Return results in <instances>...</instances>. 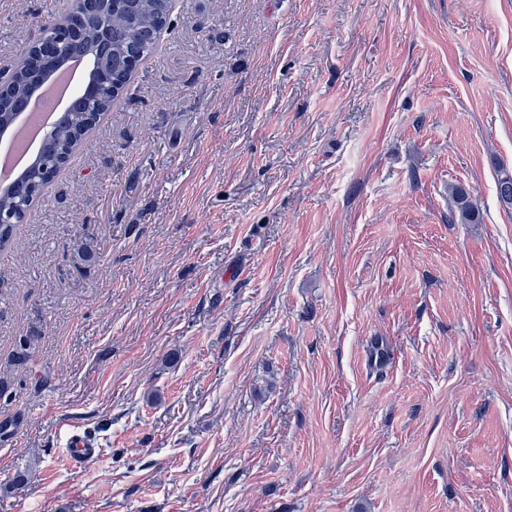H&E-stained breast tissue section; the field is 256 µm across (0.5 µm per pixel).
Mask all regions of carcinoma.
<instances>
[{
    "label": "carcinoma",
    "mask_w": 512,
    "mask_h": 512,
    "mask_svg": "<svg viewBox=\"0 0 512 512\" xmlns=\"http://www.w3.org/2000/svg\"><path fill=\"white\" fill-rule=\"evenodd\" d=\"M172 0H86L74 6L58 22L48 23L25 58L0 87V128H8L31 99L33 87L47 76L43 63L48 54L61 62L91 56V79L98 73L108 79L92 93L78 96L46 132L34 162L12 185L0 190V250L14 238L31 208L41 200L49 184L68 167L86 135L112 111V103L134 79L139 66L157 47L161 32L169 27ZM455 208L450 224H478L480 212L471 193L461 185L449 186ZM496 195L505 209H512V174L497 179Z\"/></svg>",
    "instance_id": "carcinoma-1"
}]
</instances>
